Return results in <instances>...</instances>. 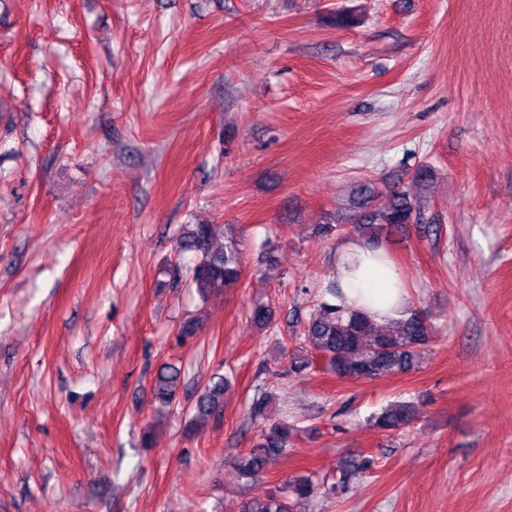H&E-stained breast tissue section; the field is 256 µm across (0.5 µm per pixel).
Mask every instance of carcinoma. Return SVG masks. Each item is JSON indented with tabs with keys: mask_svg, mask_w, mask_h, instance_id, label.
Segmentation results:
<instances>
[{
	"mask_svg": "<svg viewBox=\"0 0 512 512\" xmlns=\"http://www.w3.org/2000/svg\"><path fill=\"white\" fill-rule=\"evenodd\" d=\"M432 177L433 170L425 162L406 168L404 173L408 184L418 189L427 186ZM434 223L435 218L428 214V201L421 194L398 184L380 189L365 180L351 188L345 220L322 224L318 232L328 237L353 224L364 231L370 244L379 247L389 230L404 231L412 224ZM220 231L224 232L225 242L216 248L213 241ZM176 248L181 254L195 255L191 285L203 299L237 283L241 277V240L229 224H187ZM433 335V324L416 308L408 306L400 318L379 323L367 313L348 307L340 288L332 281L325 287L294 349L284 345L282 350L290 352L289 363L296 373L311 370L320 357L337 377L363 380L418 369ZM180 376L179 369L162 366L152 386V401L164 406L172 404ZM226 385L220 374L209 380L195 401V417L220 415ZM264 405V401H257L251 409L252 416L263 421L257 440L248 452L234 460L239 477L248 483L261 480L268 466L288 454L293 445L294 428L286 422L265 420ZM417 412L414 402L395 401L373 416V426L385 433L399 432L413 424ZM317 493L318 485L311 476L297 475L273 492L243 500L238 512H296L300 503Z\"/></svg>",
	"mask_w": 512,
	"mask_h": 512,
	"instance_id": "cac0c4a2",
	"label": "carcinoma"
}]
</instances>
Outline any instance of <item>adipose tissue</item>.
<instances>
[{
  "label": "adipose tissue",
  "mask_w": 512,
  "mask_h": 512,
  "mask_svg": "<svg viewBox=\"0 0 512 512\" xmlns=\"http://www.w3.org/2000/svg\"><path fill=\"white\" fill-rule=\"evenodd\" d=\"M385 251L366 241H352L336 255V270L349 305L367 310L376 321L397 316L406 303L398 276L384 259Z\"/></svg>",
  "instance_id": "adipose-tissue-1"
}]
</instances>
